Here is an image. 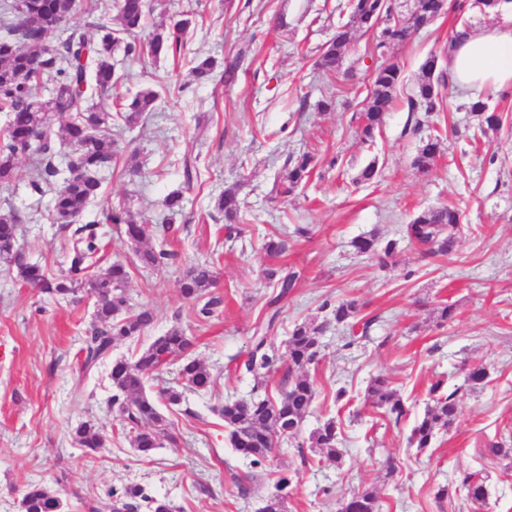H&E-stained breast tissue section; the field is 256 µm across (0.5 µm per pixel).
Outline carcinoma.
<instances>
[{"label":"carcinoma","instance_id":"cac0c4a2","mask_svg":"<svg viewBox=\"0 0 512 512\" xmlns=\"http://www.w3.org/2000/svg\"><path fill=\"white\" fill-rule=\"evenodd\" d=\"M445 0H419L415 10L404 18L393 13L389 0H349V20L339 27L334 38L322 47L317 65L324 71H336L341 66L350 38L351 29L364 33L379 31L372 55L382 58L368 74L370 91L359 114L363 140L371 141L384 123L394 101V91L400 79V68L387 55L392 46L408 42L412 35L431 24L441 15ZM82 9V0H0V112L7 114L8 124L0 142V187L9 186L16 177L17 161L24 155L35 158L29 181L31 193L39 197L51 195L47 214L40 218L62 228H73L70 235L69 266L60 276H49L37 264L25 260L19 247L21 226L32 217L15 210L0 212V263L7 269H16L20 280L38 289L54 303L66 301L81 289L94 299L93 320L82 337L79 377L86 376L123 339L141 335L154 321L152 309L134 305L127 293L128 266L117 260L107 267L104 261L101 224H119L120 232L136 260L144 268L162 270L173 258L164 244H152L145 226L127 210H108L80 226L73 222L84 216L101 194L100 174L112 169L116 156V140L112 138V125L120 119L125 125L138 123L143 114L156 109L158 93L146 89L137 92L116 112H108L91 104L96 95L116 88L125 74L116 70L112 57L119 47L124 56L134 61L144 56L182 55L188 35L197 25L195 13L185 11L172 16L169 22L156 25L146 42L130 40L145 25L151 11L148 0H113L103 4L100 16L92 22L98 37L90 40L78 28L55 41L49 35L59 23L67 22ZM118 28H112V18ZM241 48L224 65V82L234 81L237 69L246 57ZM435 55L429 56L421 66V78L415 96L408 98L409 113L423 112L430 116L443 108L441 89L447 82V73L434 67ZM54 84V93L44 98L38 93L43 79ZM470 110L477 116L478 130L500 127V117L485 114L486 104L477 100ZM65 140L72 147L65 164L57 162L56 141ZM441 152L438 136H428L416 159L420 170H427ZM184 184L191 188L200 178L197 157L184 155L181 161ZM287 173L277 186V193L289 195L307 180L315 168V155L303 152L296 158L286 159ZM213 209L226 224H238L243 210L236 186L225 188L213 198ZM461 215L457 208L440 206L418 213L406 225L408 238L425 249L430 258L446 256L455 246ZM354 248L364 254L378 257L381 266L388 265L396 243L390 241L379 246L375 236L361 237L353 242ZM266 277L275 281L279 291L267 302L268 313L253 337L247 358L237 370L256 378L276 369L279 362L275 349L268 344L267 333L272 331L280 314V303L288 297L298 282V273L270 269ZM216 276L212 266L197 264L189 267L179 283L183 299L193 304V313L206 321L220 310L223 297L212 291ZM330 309L336 324L351 333L367 334L373 319L359 318L361 306L355 299H343L331 305L323 303L321 309ZM325 324L302 323L292 329L288 338V371L282 378L283 388L278 398L256 395L246 401H227L220 409L224 427L229 432L231 447L250 459L258 467L270 458L276 439L299 431L308 408L315 396V387L305 375L293 372L312 365L319 355L318 336ZM194 338L180 327H173L155 338L132 361L112 363L111 408L117 409L125 426L133 432L135 448L149 455L159 447V432L149 424H158L161 417L156 402L147 396L148 379L170 364L178 365V373L186 387L195 392H206L213 385L210 369L194 356ZM434 395L423 416L416 422L409 437L419 449L431 446L438 433L448 430L456 419L455 393H446L443 383L431 384ZM371 407L399 420L406 414L404 403L384 377L371 380L365 393ZM336 419L329 418L311 435L312 447L329 458L340 455ZM74 441L82 455L92 457L104 448L101 426L88 420L74 431ZM460 487L474 502L485 498L483 483L475 474L464 475ZM100 507L108 512H174L171 503L149 494L141 484H127L110 488ZM20 512H66L63 501L40 484L29 485L20 502ZM341 512H378L376 496L368 491L356 493L344 502Z\"/></svg>","mask_w":512,"mask_h":512}]
</instances>
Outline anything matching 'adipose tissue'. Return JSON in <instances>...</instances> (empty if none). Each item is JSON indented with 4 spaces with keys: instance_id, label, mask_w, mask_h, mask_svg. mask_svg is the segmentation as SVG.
Wrapping results in <instances>:
<instances>
[{
    "instance_id": "obj_1",
    "label": "adipose tissue",
    "mask_w": 512,
    "mask_h": 512,
    "mask_svg": "<svg viewBox=\"0 0 512 512\" xmlns=\"http://www.w3.org/2000/svg\"><path fill=\"white\" fill-rule=\"evenodd\" d=\"M448 75L462 91L512 86V25L466 30L448 47Z\"/></svg>"
}]
</instances>
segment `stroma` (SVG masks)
Wrapping results in <instances>:
<instances>
[{
  "instance_id": "1",
  "label": "stroma",
  "mask_w": 512,
  "mask_h": 512,
  "mask_svg": "<svg viewBox=\"0 0 512 512\" xmlns=\"http://www.w3.org/2000/svg\"><path fill=\"white\" fill-rule=\"evenodd\" d=\"M346 0H153L150 24L192 10L199 25L189 38L188 63L168 57L126 61L130 81L98 97L109 110L116 96L150 88L160 94L149 120L120 127L119 154L103 181L96 206L129 208L146 222L160 223L164 198L183 192L187 204L176 216L179 232L166 240L175 264L160 271L141 267L117 225H103L105 258L128 262L127 290L133 303L153 308L155 320L139 336L116 343L83 381L74 380L76 354L92 321L93 301L54 304L0 270V512H20L27 484L40 482L61 496L68 512H91L105 492L130 482L167 498L175 512H261L279 474L291 473L294 489L285 512H340L354 493L376 494L379 512H512V457L490 455V439L512 448V88L484 93L500 130L478 134L469 99L457 87L443 90L439 122L414 127L405 101L414 95L421 66L429 56L448 61V44L460 23L482 29L503 23L504 15L472 8L465 15L447 10L410 42L390 49L402 74L397 102L373 141L361 138L359 114L369 91L367 74L376 61L373 34L353 32L341 68L322 71L316 60L323 45L346 23ZM249 48L248 63L233 83L198 84L192 63L224 62ZM333 97V111L318 103ZM439 133L441 153L431 170L415 160L423 137ZM315 152L317 166L306 185L283 199L275 194L287 157ZM199 158L201 177L185 187L181 159ZM374 164V182H358ZM140 175H129L131 165ZM34 162L22 159L9 188H0V210L22 213L46 209L28 187ZM238 185L245 202L239 233L228 234L223 219L212 218V196ZM457 206L462 229L451 255L422 257L404 228L418 212ZM308 235L295 234L297 226ZM395 242L387 267L357 253L361 235ZM286 250L269 257L270 237ZM20 244L29 262L49 275L68 267L69 233L42 220L24 227ZM210 264L224 308L200 322L179 294L178 282L191 265ZM293 268L301 277L283 301L270 342L280 362L267 381L277 395L287 368L288 334L294 325L322 322V303L354 298L375 322L366 337L350 338L344 327L319 338L320 357L306 369L317 393L298 433L279 439L275 454L255 475L248 458L231 447L217 408L226 400L255 394V380L235 373L246 358L266 303L275 293L270 268ZM453 305V321L438 310ZM174 326L193 336L195 354L209 367L215 384L201 393L184 391L180 405L160 403L162 389L182 388L176 366L150 379L146 391L158 399L169 432L159 448L144 456L133 447L120 416L109 405V372L114 360H130ZM483 366L484 387L471 388L465 369ZM388 378L411 410L393 421L364 399L375 376ZM445 380L454 392L457 417L431 447L408 443L417 416L431 402L428 388ZM345 389L352 403L336 399ZM342 419L341 455L320 460L309 437L326 419ZM103 426L106 444L82 457L71 431L79 422ZM311 459L300 463L301 456ZM478 474L483 501L458 490L460 477ZM445 497H438L440 488Z\"/></svg>"
}]
</instances>
